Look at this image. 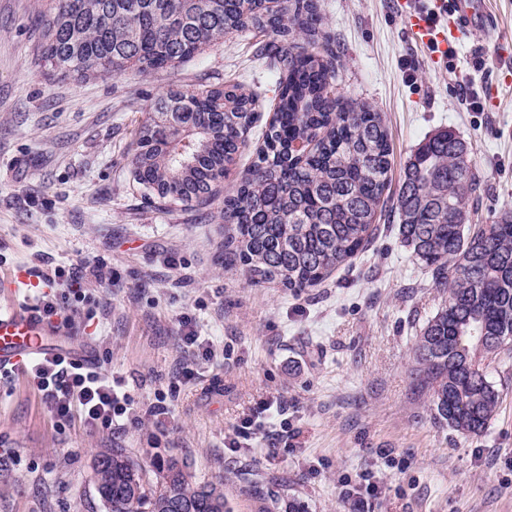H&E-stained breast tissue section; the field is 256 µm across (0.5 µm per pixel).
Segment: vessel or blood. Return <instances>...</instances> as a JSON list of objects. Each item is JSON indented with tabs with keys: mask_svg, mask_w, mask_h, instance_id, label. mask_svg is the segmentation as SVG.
<instances>
[{
	"mask_svg": "<svg viewBox=\"0 0 512 512\" xmlns=\"http://www.w3.org/2000/svg\"><path fill=\"white\" fill-rule=\"evenodd\" d=\"M410 25L413 39L437 45L447 51L459 42L487 13L482 0H431V11L421 10L416 0H400ZM27 276L18 271L0 277V295L6 301L0 305V370H19L38 357H52L56 348L48 337L61 336L65 327L42 319L31 309L9 304V296L25 287Z\"/></svg>",
	"mask_w": 512,
	"mask_h": 512,
	"instance_id": "obj_1",
	"label": "vessel or blood"
}]
</instances>
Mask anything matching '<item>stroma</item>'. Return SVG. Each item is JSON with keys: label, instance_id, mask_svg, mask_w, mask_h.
I'll return each instance as SVG.
<instances>
[{"label": "stroma", "instance_id": "stroma-1", "mask_svg": "<svg viewBox=\"0 0 512 512\" xmlns=\"http://www.w3.org/2000/svg\"><path fill=\"white\" fill-rule=\"evenodd\" d=\"M56 0H0V273L28 269L34 306L58 266L101 263L81 280L90 299L71 341L126 385L138 418L119 431L58 422L24 373L0 377V512H106L93 459L125 448L141 464L175 455L193 481L223 480L228 512H347L348 488L376 484L364 512H512V359L493 374L506 394L487 430L434 425L412 374L411 344L441 296L402 247L397 220L349 266L301 294L251 285L226 268L224 195L255 158L277 89L267 34H229L172 67L61 78L42 55ZM336 52L332 96L380 112L393 176L417 145L450 127L476 160L478 217L512 206V0H486L479 26L441 57L417 44L398 0H320ZM494 62L476 67L479 50ZM238 82L260 96L261 120L204 207L147 199L133 178L137 132L163 92ZM482 111H469L465 91ZM213 337L217 355L172 388L186 361L179 318ZM282 396L294 450L255 439L233 452L224 433L261 399Z\"/></svg>", "mask_w": 512, "mask_h": 512}]
</instances>
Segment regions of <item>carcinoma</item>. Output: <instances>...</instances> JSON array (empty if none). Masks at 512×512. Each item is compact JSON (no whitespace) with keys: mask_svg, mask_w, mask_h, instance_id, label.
I'll return each mask as SVG.
<instances>
[{"mask_svg":"<svg viewBox=\"0 0 512 512\" xmlns=\"http://www.w3.org/2000/svg\"><path fill=\"white\" fill-rule=\"evenodd\" d=\"M58 0L43 55L63 77H107L134 67L172 66L231 32H272L284 46L268 56L277 103L263 146L224 196V266L250 284L299 294L326 281L376 239L391 183V148L380 113L330 97L336 56L317 41L316 0ZM139 131L135 180L149 197L199 204L217 185L256 118V97L238 85L170 90ZM190 126L195 147L168 149L161 135ZM481 183L453 129L430 135L406 162L396 194L400 243L431 274L443 303L413 337L414 374L433 420L465 436L482 434L503 391L490 379L512 357V208L474 221ZM107 512H227L223 481L195 484L176 456L152 460L156 482L123 448L95 456Z\"/></svg>","mask_w":512,"mask_h":512,"instance_id":"carcinoma-1","label":"carcinoma"}]
</instances>
